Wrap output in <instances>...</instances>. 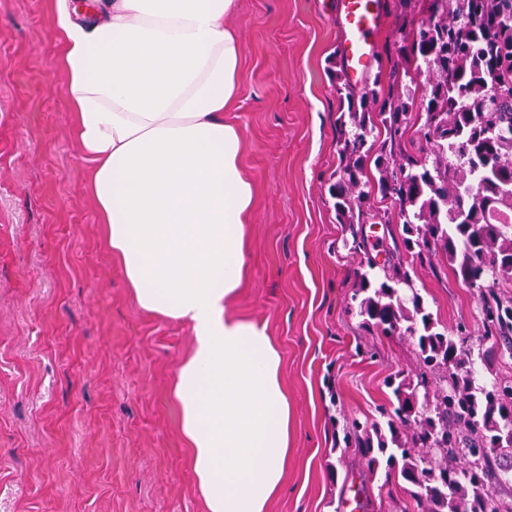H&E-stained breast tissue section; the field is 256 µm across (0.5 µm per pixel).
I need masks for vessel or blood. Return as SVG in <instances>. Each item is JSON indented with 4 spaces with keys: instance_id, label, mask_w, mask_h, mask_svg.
<instances>
[{
    "instance_id": "vessel-or-blood-1",
    "label": "vessel or blood",
    "mask_w": 512,
    "mask_h": 512,
    "mask_svg": "<svg viewBox=\"0 0 512 512\" xmlns=\"http://www.w3.org/2000/svg\"><path fill=\"white\" fill-rule=\"evenodd\" d=\"M342 40L340 57L351 81H360L376 51L375 37L385 12L380 0H337Z\"/></svg>"
}]
</instances>
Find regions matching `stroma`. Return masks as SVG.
I'll return each instance as SVG.
<instances>
[{
	"label": "stroma",
	"mask_w": 512,
	"mask_h": 512,
	"mask_svg": "<svg viewBox=\"0 0 512 512\" xmlns=\"http://www.w3.org/2000/svg\"><path fill=\"white\" fill-rule=\"evenodd\" d=\"M243 93L226 122L255 188L248 277L234 316L279 347L290 404L283 486L270 512H379L403 482L364 474L345 439L380 420L386 381L414 372L406 336L366 332L343 244L331 61L336 0H238ZM50 0H0V512H205L172 393L188 324L138 307L104 244L91 172L63 96ZM434 319L461 330L480 380H512V344L485 338L478 292L444 257L416 267Z\"/></svg>",
	"instance_id": "1"
}]
</instances>
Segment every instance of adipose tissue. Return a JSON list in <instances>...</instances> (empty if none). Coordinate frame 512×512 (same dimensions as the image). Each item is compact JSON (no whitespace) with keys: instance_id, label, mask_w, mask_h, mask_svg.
<instances>
[{"instance_id":"obj_1","label":"adipose tissue","mask_w":512,"mask_h":512,"mask_svg":"<svg viewBox=\"0 0 512 512\" xmlns=\"http://www.w3.org/2000/svg\"><path fill=\"white\" fill-rule=\"evenodd\" d=\"M237 0H56L64 99L92 164L106 244L135 303L188 322L174 377L206 512H268L289 459L282 354L230 314L246 278L253 185L224 119L244 53Z\"/></svg>"}]
</instances>
